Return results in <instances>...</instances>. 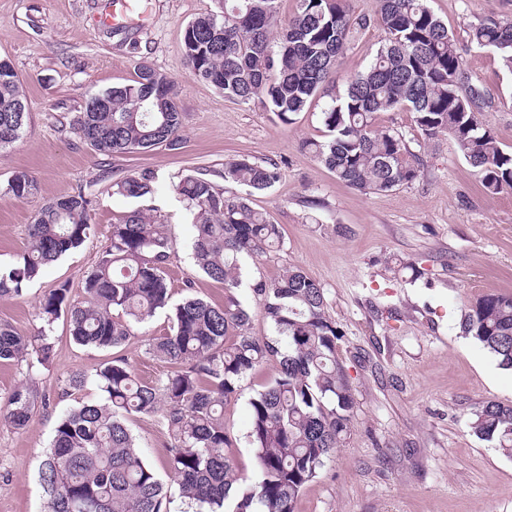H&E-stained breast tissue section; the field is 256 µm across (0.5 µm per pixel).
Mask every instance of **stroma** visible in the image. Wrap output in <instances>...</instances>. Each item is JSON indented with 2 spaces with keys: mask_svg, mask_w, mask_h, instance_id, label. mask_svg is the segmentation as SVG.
<instances>
[{
  "mask_svg": "<svg viewBox=\"0 0 512 512\" xmlns=\"http://www.w3.org/2000/svg\"><path fill=\"white\" fill-rule=\"evenodd\" d=\"M107 5L108 0H0V57L17 73L29 112L21 137L0 153V267H12L23 252L28 226L42 206L87 183L96 196L89 239L47 266L22 296L0 297V323L35 334L48 293L66 281L72 296H80L114 220L147 206L159 209L174 241L167 268L173 302L191 294L223 303V283L193 270L192 217L173 186L195 168L221 182L230 159L274 164L279 181L250 201L282 226L283 243L243 265L236 295L251 313L253 334L269 336L273 330L254 284L278 277L288 266L318 281L327 312L342 332L338 356L357 398L344 447L304 490L297 512H512V459L470 428L481 402H512V371L499 368L458 325L462 309L476 298L512 294V189L486 195L452 139L425 140L403 108L382 113L379 123L403 134L420 155V177L385 193L347 187L300 147L321 134L317 112L284 124L273 113L225 99L190 75L183 33L189 21L213 9V0H136L126 28L117 33L98 22ZM429 5L458 39L472 81L493 94L495 104L483 120L502 149L512 152V72L468 38L470 26L485 17L512 19V0ZM382 38L375 25L354 33L340 59L341 79L363 72ZM142 62L179 84L182 145L102 157L71 122L92 97L130 84ZM104 162L122 176L153 170L155 195L143 200L113 194L111 181L97 178ZM18 171L35 177L33 196L7 194ZM403 261L415 262L424 276L409 281L399 269ZM189 279L194 286L188 290ZM169 326L167 313L160 312L135 327L123 354L140 378L155 381L170 372L169 364L146 352L148 341ZM112 356L75 343L61 318L45 364L31 369L20 361L0 362V396L20 384L38 394L25 428L0 417V512H45L38 472L56 420L78 401L99 398L95 372ZM77 373L85 375V387L67 393ZM275 373L268 363L249 375L224 411V423L237 438L235 463L244 475L253 472V451L244 439L249 400ZM127 425L168 490L170 512H195L169 472L171 438L161 415L132 414Z\"/></svg>",
  "mask_w": 512,
  "mask_h": 512,
  "instance_id": "obj_1",
  "label": "stroma"
}]
</instances>
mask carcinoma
Instances as JSON below:
<instances>
[{"mask_svg": "<svg viewBox=\"0 0 512 512\" xmlns=\"http://www.w3.org/2000/svg\"><path fill=\"white\" fill-rule=\"evenodd\" d=\"M216 10L187 25L183 50L190 74L224 94L257 105L291 124L324 100L325 140L301 147L337 180L361 192L383 193L420 176V158L403 135L377 123L397 108L412 113L428 138L446 134L475 169L483 190L512 189V154L484 127L482 111L494 97L473 85L457 40L429 7V0H379L375 16L355 15L348 0H296L282 24L280 0H214ZM384 32L382 44L360 75L336 86L338 63L353 33L370 25ZM470 43L496 53L512 71V21L486 17L469 30ZM175 84L147 63L136 80L113 87L112 109H84L73 129L98 154L110 157L181 145L182 116ZM28 119L21 83L11 63L0 62V150L19 139ZM224 182L267 191L278 181L276 165L247 159L224 163ZM154 173L142 169L112 181L116 194L144 198L154 192ZM36 179L18 171L8 193L24 198ZM193 214L195 266L224 284V304L189 297L170 306L166 266L173 241L155 208L130 211L112 224L82 286L71 298L67 283L41 303L42 325L34 337L0 324V360L43 364L54 324L66 315L79 345H124L132 327L171 309L170 329L148 343L146 353L172 365L157 382L138 378L116 356L96 370L102 399L81 401L57 420L39 479L47 512H162L164 484L146 461L126 425L127 416L162 412L173 442L169 467L183 496L205 512H296L299 497L319 478L326 461L344 446L356 407L346 369L339 361L342 332L327 314L324 288L301 268L288 266L253 292L272 336L249 332L250 313L235 295L241 261L262 257L283 242L281 225L253 208L248 197L216 185L194 170L174 186ZM95 196L79 186L47 204L29 225L28 245L15 265L0 270V297L20 296L28 283L92 230ZM460 329L498 366L512 370V295L489 293L461 313ZM277 364L274 379L250 400L246 439L254 452L252 477L239 475L234 440L224 427V406L240 383L263 364ZM35 406L30 387H15L0 411L24 427ZM472 432L512 459V402L489 400L473 413Z\"/></svg>", "mask_w": 512, "mask_h": 512, "instance_id": "cac0c4a2", "label": "carcinoma"}]
</instances>
